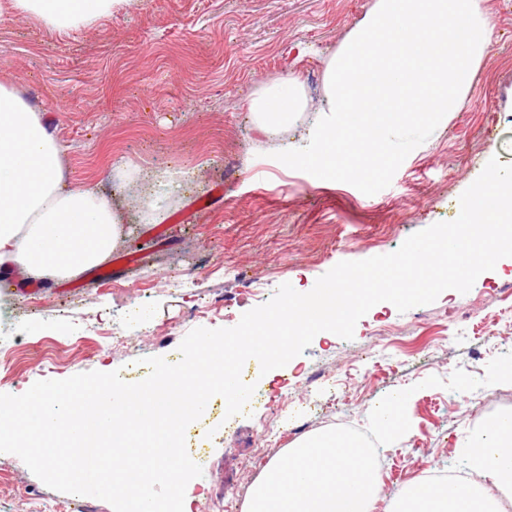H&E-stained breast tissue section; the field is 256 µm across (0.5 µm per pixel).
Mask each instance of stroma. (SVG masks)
<instances>
[{"instance_id":"35a3bbf8","label":"stroma","mask_w":512,"mask_h":512,"mask_svg":"<svg viewBox=\"0 0 512 512\" xmlns=\"http://www.w3.org/2000/svg\"><path fill=\"white\" fill-rule=\"evenodd\" d=\"M374 0H128L87 30L0 13V82L49 124L74 184L115 188L131 234L99 270L54 282L19 273L9 288L24 331L0 359V393L93 370L144 379L140 358L175 359L194 328L235 326L284 283L297 291L342 261L391 253L413 233L457 217L458 199L490 158L512 163V0H479L491 28L484 61L461 111L413 150L390 185L368 196L354 186L290 169L274 152L306 146L323 105L326 64ZM294 77L307 108L277 134L258 131L248 104ZM193 170L198 185L158 192L144 171ZM167 223H152L147 204ZM129 256L126 264L117 263ZM512 257L482 273L467 293L447 290L401 313L374 306L353 340H313L268 380L246 412L215 403L204 426L207 490L195 512H232L253 483L243 459H272L299 438L340 424L365 428L389 390L415 386L407 441L379 450L382 492L374 512L436 467L462 475L465 446L491 416L512 414V383L471 392L423 387L455 369L484 377L512 352ZM117 335L108 344L104 334ZM328 376L316 383L313 372ZM273 427L280 446L270 444ZM68 506L16 455L0 453V512Z\"/></svg>"}]
</instances>
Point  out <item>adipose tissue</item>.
Wrapping results in <instances>:
<instances>
[{"label": "adipose tissue", "instance_id": "ef3b65f1", "mask_svg": "<svg viewBox=\"0 0 512 512\" xmlns=\"http://www.w3.org/2000/svg\"><path fill=\"white\" fill-rule=\"evenodd\" d=\"M125 2L8 0V9L70 31L92 27ZM305 105L292 79L265 87L250 110L258 129L273 135ZM63 154L40 112L0 83V263L19 265L34 280L73 277L105 263L126 236L111 195L68 185ZM466 455V477L407 488L398 512H503L502 498L512 499V414L487 419ZM488 482L497 495L486 493Z\"/></svg>", "mask_w": 512, "mask_h": 512}]
</instances>
